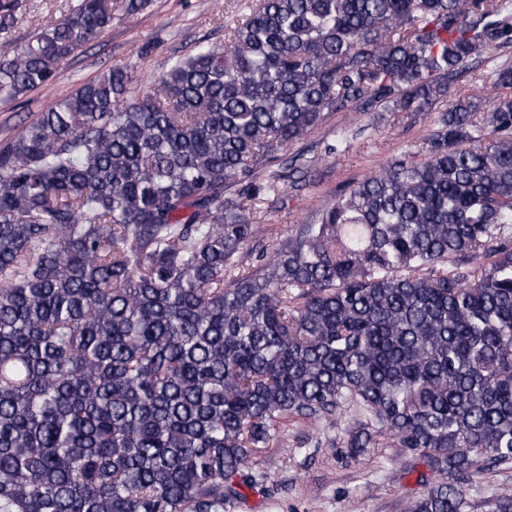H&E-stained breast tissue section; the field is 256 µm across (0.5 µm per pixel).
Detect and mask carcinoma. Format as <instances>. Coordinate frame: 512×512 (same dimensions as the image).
<instances>
[{"label": "carcinoma", "mask_w": 512, "mask_h": 512, "mask_svg": "<svg viewBox=\"0 0 512 512\" xmlns=\"http://www.w3.org/2000/svg\"><path fill=\"white\" fill-rule=\"evenodd\" d=\"M77 0L0 49V104L112 26ZM507 0H255L148 89L110 67L0 142V512H224L283 421L357 408L467 512L512 463V64L424 159L336 195L245 271L257 174L328 112H423L512 47ZM512 512V493L484 501ZM492 475L489 482L480 480L469 488V496L477 505L474 512L484 510L480 504L487 500L492 493H497L504 488H510L512 491V464L497 467Z\"/></svg>", "instance_id": "carcinoma-1"}]
</instances>
